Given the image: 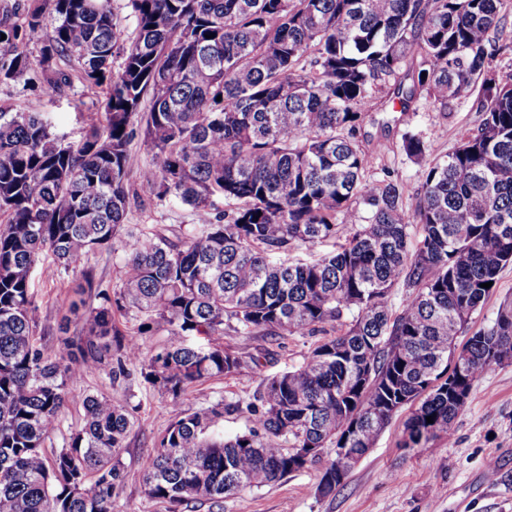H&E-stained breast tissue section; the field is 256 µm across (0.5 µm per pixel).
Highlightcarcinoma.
<instances>
[{
  "instance_id": "carcinoma-1",
  "label": "carcinoma",
  "mask_w": 512,
  "mask_h": 512,
  "mask_svg": "<svg viewBox=\"0 0 512 512\" xmlns=\"http://www.w3.org/2000/svg\"><path fill=\"white\" fill-rule=\"evenodd\" d=\"M137 35L121 40L111 0H29L0 14V83L24 81L38 49L40 89L78 80L104 88L70 143L42 112L0 106V512H115L121 450L133 416L93 394L84 425L43 452L71 401L69 384L110 361L112 380L140 368L173 404L188 386L258 363L224 345V327L282 338L353 315L303 361L266 376L249 397L179 410L143 462L144 492L179 512L261 488L348 448L359 462L404 406L400 447L451 437L474 382L512 363V301L457 344L512 263V82L488 77L512 45L504 0H128ZM119 68L112 69L115 57ZM418 59L413 84L398 81ZM393 84L443 106L475 97L481 119L452 152L423 161L422 192L404 201L391 178L364 177L357 134L375 91ZM149 108L140 112L144 100ZM158 167L137 191L128 147ZM179 200L192 223L128 228L130 198ZM224 201L219 209L215 199ZM351 232L336 242L338 218ZM420 228L411 240L410 230ZM119 252L112 288L94 285L86 337L47 356L35 338L32 288L41 256L65 271ZM396 288L406 298L392 310ZM139 335L165 323L173 342L146 356ZM250 426L224 436V418ZM432 417L427 422L426 417ZM339 459L325 462L319 497Z\"/></svg>"
}]
</instances>
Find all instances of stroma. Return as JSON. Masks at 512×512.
<instances>
[{
    "label": "stroma",
    "mask_w": 512,
    "mask_h": 512,
    "mask_svg": "<svg viewBox=\"0 0 512 512\" xmlns=\"http://www.w3.org/2000/svg\"><path fill=\"white\" fill-rule=\"evenodd\" d=\"M102 97V89L78 83L65 94L52 97L20 82L0 84V104L12 105L17 111L49 113L56 133L69 142L82 140L87 130L85 113ZM479 121L480 114L469 99L454 102L445 110L424 94L404 112L391 93L380 91L357 135L360 147L372 158L365 176L370 180L391 176L402 184L407 201L415 202L422 174L420 166L403 151L404 135L421 134L430 154L443 155ZM125 221L176 226L190 223L191 218L179 201L161 204L145 198L130 204ZM82 283L77 271L37 276V340L45 354H55L61 325H68L73 333L82 327L84 316L78 306L88 298ZM337 331V326L330 325L322 333L277 341L225 330V344L259 356V364L233 377L190 385L185 402L207 405L221 398L248 397L264 376L299 364L314 343ZM88 393L135 410L121 452L124 484L116 501L117 512H166L164 504L151 501L144 493L142 462L158 445L173 412L167 394L144 387L139 373L115 382L105 364L75 384L73 402L44 444L46 453L62 448L69 433L82 425L84 410L79 398ZM412 411L408 405L396 414L335 494L316 497L322 471L316 464L274 484L225 499L224 512H512V363L494 366L475 381L464 411L452 422L451 439L435 440L410 451L400 448L403 424Z\"/></svg>",
    "instance_id": "stroma-1"
}]
</instances>
